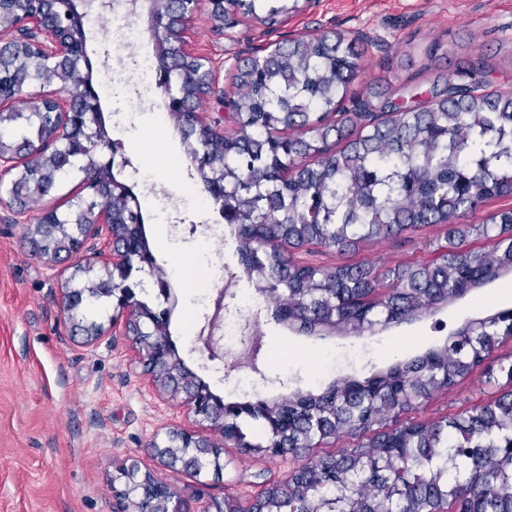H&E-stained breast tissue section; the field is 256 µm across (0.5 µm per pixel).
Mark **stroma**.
<instances>
[{
  "instance_id": "35a3bbf8",
  "label": "stroma",
  "mask_w": 512,
  "mask_h": 512,
  "mask_svg": "<svg viewBox=\"0 0 512 512\" xmlns=\"http://www.w3.org/2000/svg\"><path fill=\"white\" fill-rule=\"evenodd\" d=\"M329 30L359 43L364 71L350 85L355 93L375 80L409 87L425 102L435 75L457 76L478 57L488 64L492 89H512V0H298L297 11L275 26L241 16L229 29L216 28L206 0H199L184 36L187 50L207 57L214 67L218 93L208 106L218 117L225 113L218 94L228 89L238 59L264 55L268 46L289 36ZM111 31V19H102L86 40L93 84H101L108 70L123 78L101 113L110 138L120 145L119 158L154 172L166 156L167 140L181 135L173 128L162 140L144 125L143 148L129 146L126 117L137 72L133 58L111 54ZM82 178V172H73L42 202L22 209L10 196L12 175L0 177V512H112L113 493L124 487L119 470L132 464L177 490L191 512L224 497L247 501L268 482L286 479L296 459L245 454L231 445L224 449L223 472L217 476L195 477L159 464L151 450L156 436L194 425V417L159 397L128 340H104L87 349L81 337H68L58 298L72 262L49 265L34 258L27 232L44 207L54 205L67 214ZM205 220L201 213L182 214L167 224L174 259L195 261ZM446 232V226L430 224L395 238L366 240L346 252L308 245L289 254L315 266L364 261L383 271L432 260ZM224 236V267L233 284L215 278L210 287L226 289L227 316H234L244 300L258 308L255 395L266 400L316 393L334 380L364 377L441 346L465 322L506 309L497 290L512 283L510 272L435 313L379 326L361 337L329 329L306 334L277 321L258 280L244 272L232 226H225ZM191 294L176 284L170 289L172 340L185 365L220 395L223 375L236 369L228 365L216 373L202 344L190 335L191 323H203L210 314L203 306L189 307ZM491 369V362H484L463 382L436 393L421 417H455L496 396L498 386L487 382Z\"/></svg>"
}]
</instances>
